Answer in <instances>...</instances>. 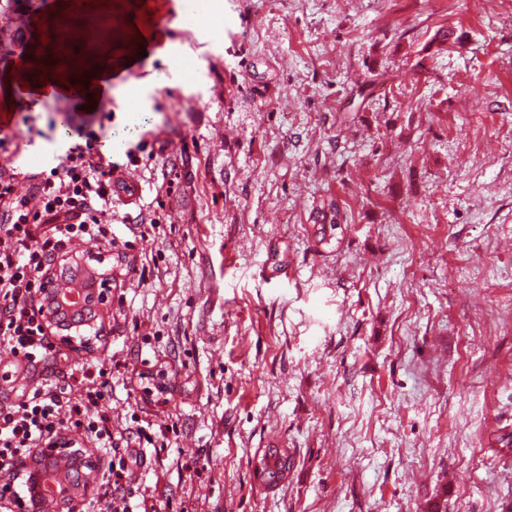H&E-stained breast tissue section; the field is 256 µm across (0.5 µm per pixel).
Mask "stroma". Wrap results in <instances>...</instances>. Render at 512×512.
<instances>
[{"instance_id":"obj_1","label":"stroma","mask_w":512,"mask_h":512,"mask_svg":"<svg viewBox=\"0 0 512 512\" xmlns=\"http://www.w3.org/2000/svg\"><path fill=\"white\" fill-rule=\"evenodd\" d=\"M60 3L0 0V83ZM165 36L193 70L149 49L124 80L151 112L124 139L120 88L83 110L0 86L19 191L80 129L142 188L112 203L102 337L16 365L19 386L123 363L113 427L175 428L124 454L154 512H503L512 0H224L217 31ZM159 370L160 401L139 385ZM271 448L275 487L255 470ZM267 454H269V458ZM271 460H273V463H271ZM286 460H288L286 450L279 448L268 449V452L259 461L261 467L257 468V471L260 470L262 481L270 487L277 486L285 478L286 471L288 472Z\"/></svg>"}]
</instances>
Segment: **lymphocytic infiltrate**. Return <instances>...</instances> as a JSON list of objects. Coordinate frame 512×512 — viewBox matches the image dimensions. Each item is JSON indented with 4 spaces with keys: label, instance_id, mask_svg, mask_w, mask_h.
Returning a JSON list of instances; mask_svg holds the SVG:
<instances>
[{
    "label": "lymphocytic infiltrate",
    "instance_id": "f902f5d3",
    "mask_svg": "<svg viewBox=\"0 0 512 512\" xmlns=\"http://www.w3.org/2000/svg\"><path fill=\"white\" fill-rule=\"evenodd\" d=\"M110 156L92 144L74 145L50 171L32 174L31 195L18 194L13 170L0 167V346L30 366L52 356L54 346L39 301L54 262L74 245L115 246L112 235ZM112 371L100 367L38 383L13 402L0 404V466H9L48 446L64 431L85 436L110 453L105 496L112 512H135L122 454L130 444L152 445L146 428L113 429L105 408Z\"/></svg>",
    "mask_w": 512,
    "mask_h": 512
}]
</instances>
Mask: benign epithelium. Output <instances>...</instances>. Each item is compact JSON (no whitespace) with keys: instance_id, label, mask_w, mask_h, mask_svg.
<instances>
[{"instance_id":"1","label":"benign epithelium","mask_w":512,"mask_h":512,"mask_svg":"<svg viewBox=\"0 0 512 512\" xmlns=\"http://www.w3.org/2000/svg\"><path fill=\"white\" fill-rule=\"evenodd\" d=\"M57 303L60 309L56 313L46 312L50 326L66 329L75 324L61 315L71 316L83 309V292H70L58 287V280L50 279L44 289L43 305ZM81 451L68 443L60 442L54 446L38 449L33 456L14 464L11 472L24 479L28 489V501L15 500L24 512H60L62 506H75L90 492L95 481L96 471L83 472L80 465Z\"/></svg>"}]
</instances>
